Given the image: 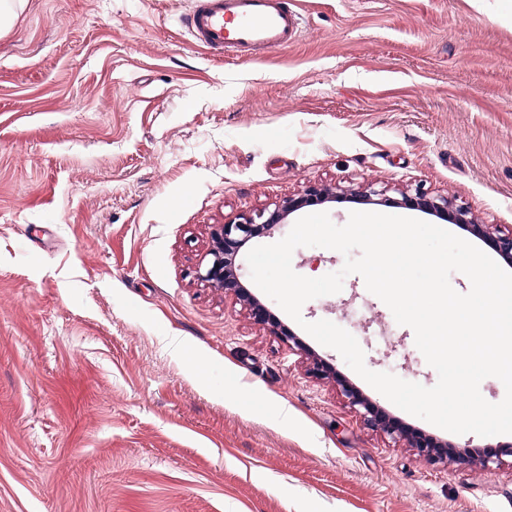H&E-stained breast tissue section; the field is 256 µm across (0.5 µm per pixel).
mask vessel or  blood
<instances>
[{"label": "vessel or blood", "instance_id": "vessel-or-blood-1", "mask_svg": "<svg viewBox=\"0 0 512 512\" xmlns=\"http://www.w3.org/2000/svg\"><path fill=\"white\" fill-rule=\"evenodd\" d=\"M187 26L199 45L242 55L288 46L299 34L288 0H193Z\"/></svg>", "mask_w": 512, "mask_h": 512}]
</instances>
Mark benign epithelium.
<instances>
[{
    "label": "benign epithelium",
    "instance_id": "7a95c632",
    "mask_svg": "<svg viewBox=\"0 0 512 512\" xmlns=\"http://www.w3.org/2000/svg\"><path fill=\"white\" fill-rule=\"evenodd\" d=\"M385 193L386 190H377L372 183L360 190L352 189L340 192L331 185H311L305 189L303 195L296 198L289 197L269 212L263 210L255 215L242 214L233 221L217 224L211 234L210 247L197 272L198 279L234 295L249 309L254 321L267 327L271 333L298 346L300 342L297 338L271 317L267 308L247 289L243 288L240 280V266L237 264V257L242 246L271 231L277 225L285 223L293 212L308 203L323 204L342 200L368 201L373 196H382ZM402 203L406 206L417 207L428 214L444 218L458 225L485 242L504 260L512 262V231L507 234L500 231H489L487 225L477 223L473 217L469 216V212L465 208L454 206L452 200L446 196L430 197L427 193L418 190L413 196H402ZM314 370L323 375H331L336 379L341 394L348 400L350 406L355 409L364 423L373 430L393 439L406 441L419 456L434 464L446 463L448 457L455 455L452 445L438 441L424 433L413 432L390 417L345 378L339 376L335 372V368L326 361L314 359Z\"/></svg>",
    "mask_w": 512,
    "mask_h": 512
}]
</instances>
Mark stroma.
Instances as JSON below:
<instances>
[{"instance_id":"35a3bbf8","label":"stroma","mask_w":512,"mask_h":512,"mask_svg":"<svg viewBox=\"0 0 512 512\" xmlns=\"http://www.w3.org/2000/svg\"><path fill=\"white\" fill-rule=\"evenodd\" d=\"M25 2L0 33V512H512V458L472 457L512 434L412 416L196 276L213 225L313 184L512 230V0H294L297 40L251 59L197 44L190 0ZM301 314L438 381L360 275ZM340 377L470 459L372 430Z\"/></svg>"}]
</instances>
